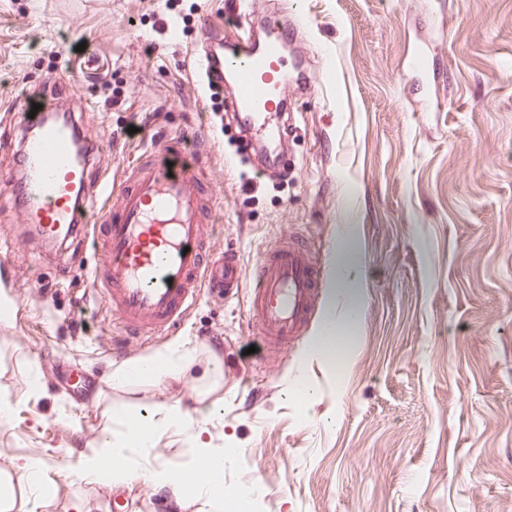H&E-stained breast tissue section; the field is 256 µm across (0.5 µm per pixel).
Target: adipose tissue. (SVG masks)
<instances>
[{
	"instance_id": "adipose-tissue-1",
	"label": "adipose tissue",
	"mask_w": 512,
	"mask_h": 512,
	"mask_svg": "<svg viewBox=\"0 0 512 512\" xmlns=\"http://www.w3.org/2000/svg\"><path fill=\"white\" fill-rule=\"evenodd\" d=\"M347 246L338 257L342 271L340 291L349 299L347 322L356 325L361 317L360 297L356 289L362 256L354 235H347ZM195 360L194 348L177 343L163 351L125 364L112 373V385L127 388L141 383H155L176 376ZM175 418L167 407L161 406L140 417L129 419L128 431L121 445H114L111 437H103L96 448L81 454L75 468L82 479L122 486L129 483L137 470L132 460L143 447L149 432L165 428ZM199 464L204 469L203 479L193 489L198 498L206 500L213 512H223L225 499L236 498L233 490H224V453L218 449H203ZM57 487V479L37 458L18 457L8 469L0 471V512H36L45 505Z\"/></svg>"
}]
</instances>
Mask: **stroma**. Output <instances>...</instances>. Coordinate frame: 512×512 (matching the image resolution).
<instances>
[{
    "label": "stroma",
    "instance_id": "35a3bbf8",
    "mask_svg": "<svg viewBox=\"0 0 512 512\" xmlns=\"http://www.w3.org/2000/svg\"><path fill=\"white\" fill-rule=\"evenodd\" d=\"M283 14L288 141L277 177L242 159L235 129L211 119L200 82L201 17L225 40L250 15ZM162 50H155V43ZM0 166L18 147L17 94L39 88L73 104L100 142L96 173L118 175L151 131L204 128L203 162L223 205L213 256L243 269L291 232L312 239L338 299L346 233L362 251V316L337 370L311 342L271 349L247 319L246 289L201 294L174 333L112 352L111 320L90 290L84 252L34 247L0 182V259L14 263L0 317V468L38 456L64 476L38 512H209L191 488L153 486L163 466L194 470L199 446L224 451V487L264 484L254 512H512V0H0ZM189 341L175 378L112 387L124 359ZM223 379L208 394L212 360ZM39 393H31V381ZM314 391L305 399L296 388ZM173 405L127 485L72 475L123 415Z\"/></svg>",
    "mask_w": 512,
    "mask_h": 512
}]
</instances>
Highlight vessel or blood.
Wrapping results in <instances>:
<instances>
[{
	"label": "vessel or blood",
	"instance_id": "b4317fda",
	"mask_svg": "<svg viewBox=\"0 0 512 512\" xmlns=\"http://www.w3.org/2000/svg\"><path fill=\"white\" fill-rule=\"evenodd\" d=\"M253 25L254 33L226 45L201 18L207 48L198 63L211 87H234L225 109L262 153L258 169L268 176L288 164V120L279 109L288 94L281 53L288 24L259 15ZM32 103L25 98L18 157L0 170V179L9 183L38 248L88 241L94 295L119 328L118 352L180 327L201 293L229 294L244 283L249 317L267 342L285 347L303 339L322 281L314 245L288 234L247 275L233 254L209 257L220 213L198 157L208 146L202 129L151 135L150 163L126 166L114 181L94 176L100 146L81 139L74 119Z\"/></svg>",
	"mask_w": 512,
	"mask_h": 512
}]
</instances>
